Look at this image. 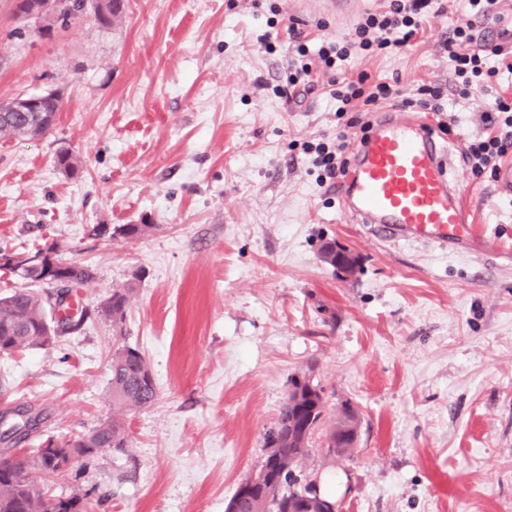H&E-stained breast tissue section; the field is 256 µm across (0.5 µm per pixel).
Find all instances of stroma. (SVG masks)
Listing matches in <instances>:
<instances>
[{
	"label": "stroma",
	"mask_w": 512,
	"mask_h": 512,
	"mask_svg": "<svg viewBox=\"0 0 512 512\" xmlns=\"http://www.w3.org/2000/svg\"><path fill=\"white\" fill-rule=\"evenodd\" d=\"M124 3L112 25L87 13L47 33L0 0V100L53 91L63 103L45 135L0 139V250L49 247L97 272L76 297L77 329L0 356V453L108 419L112 353L127 344L151 366L154 403L128 415L125 453L30 472L45 496L78 489L94 512H225L261 465L289 379L308 370L328 412L346 400L360 417L353 458L328 455L320 428L303 467L332 483L340 512H512V196L463 158L492 134L483 114L512 98V79L457 95L443 42L467 0H442L414 46L347 64L401 100L440 88L435 136L473 219L447 250L378 243L335 183H317L308 146L341 131L354 146L378 115L289 88L286 57L259 42H287L290 23L336 41L355 18L312 0ZM62 152L75 175L57 167ZM125 224L145 230L118 235ZM327 243L356 257L353 273L323 262ZM127 286L116 330L100 306Z\"/></svg>",
	"instance_id": "obj_1"
}]
</instances>
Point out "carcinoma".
I'll use <instances>...</instances> for the list:
<instances>
[{
	"label": "carcinoma",
	"instance_id": "obj_1",
	"mask_svg": "<svg viewBox=\"0 0 512 512\" xmlns=\"http://www.w3.org/2000/svg\"><path fill=\"white\" fill-rule=\"evenodd\" d=\"M52 125L41 123L33 112H0V138L37 137L46 134ZM48 264L9 271L32 283L48 288L38 291L22 287L0 296V355H12L33 348L54 344L71 321L67 308L53 310L52 298L60 295L53 288L63 281L71 282L73 292L91 284L96 278L90 266L64 264L58 268L49 251L37 249ZM133 287L112 290L101 307L105 318L116 329L124 321L126 306ZM109 398L112 419L102 422L86 435L65 439L66 448L76 450L78 457L90 461L106 451L122 453L127 448V415L150 404L156 397L151 367L137 349L123 346L112 353L109 365ZM327 399L322 387L309 386L297 377L289 380L276 426L264 437L260 468L247 478L245 490H237L229 501L235 512H333L336 502L323 496L316 484L303 473V463L311 455L310 440L323 424ZM357 417L348 401L336 409V421L326 432L327 452L344 449L352 457L356 444L346 437L350 422ZM58 464L42 451L32 456H0V512H86V496L52 499L36 491L29 481L31 470L52 475Z\"/></svg>",
	"mask_w": 512,
	"mask_h": 512
}]
</instances>
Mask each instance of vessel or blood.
Listing matches in <instances>:
<instances>
[{
    "label": "vessel or blood",
    "instance_id": "1",
    "mask_svg": "<svg viewBox=\"0 0 512 512\" xmlns=\"http://www.w3.org/2000/svg\"><path fill=\"white\" fill-rule=\"evenodd\" d=\"M431 126L387 114L352 149L340 189L345 212L382 240L445 248L470 233V210L443 162Z\"/></svg>",
    "mask_w": 512,
    "mask_h": 512
}]
</instances>
